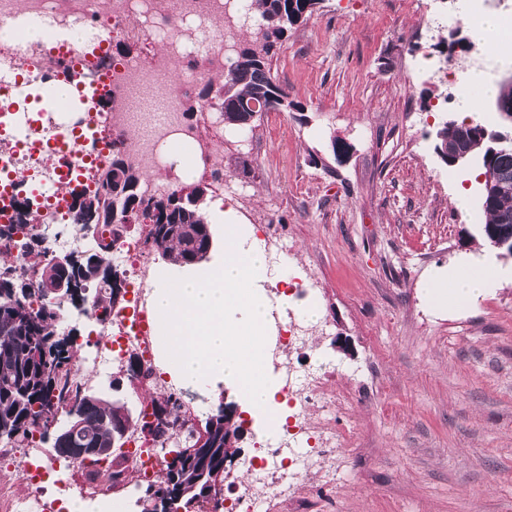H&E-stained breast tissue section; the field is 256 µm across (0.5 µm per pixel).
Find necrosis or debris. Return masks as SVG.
<instances>
[{
  "label": "necrosis or debris",
  "mask_w": 512,
  "mask_h": 512,
  "mask_svg": "<svg viewBox=\"0 0 512 512\" xmlns=\"http://www.w3.org/2000/svg\"><path fill=\"white\" fill-rule=\"evenodd\" d=\"M20 16L39 21V39L12 29L13 19ZM258 22L254 0H0V71L13 77L12 84H0V174L22 177L10 196L0 195V227L11 230L10 237L0 239V251L12 253L16 264L34 262V255L21 249L34 227L46 230L41 250L50 256L79 255L95 242L92 235L76 232L80 219L72 204L38 195L41 186L62 193L58 160L26 148L32 128L26 113L14 108L17 88L45 86L61 73L98 85L97 101L81 115L88 138L81 147L88 156L82 190H95L96 170L116 153L147 173L142 190L157 199L186 189L193 172L220 183L224 173L213 159L216 140L242 139L246 133L225 129L224 113L216 102L204 105L197 120L188 117L185 107L223 74L224 61L231 56L226 28ZM76 31L85 32L86 47L74 56L61 45ZM124 41H145L152 50L144 55L117 52ZM22 202L36 217L33 225L18 221L17 206ZM149 232V225H138L112 248V264L130 298L99 323L95 352L88 359L94 372L104 375L122 367L127 353H135L147 371L145 378L135 381L141 389L162 382L153 339L138 329L145 312L140 296L146 288L143 271L149 259ZM16 264L0 266V275L11 276ZM307 342L302 317L291 312L278 316L269 358L280 372L279 399L299 417L311 405L317 381L283 362L282 356L299 352ZM332 440L325 426L287 429L277 442L257 438L236 461L245 474L242 491L219 495L203 512H258L267 490L296 484L313 466L318 449ZM128 442L120 476L105 482L97 479L104 466L100 460L75 464L46 457L32 443L0 448V463L17 462L22 468L21 488L8 500L6 512H63L71 501L84 502L97 512L115 492L126 488L128 474H135L140 486L153 484L165 465L167 447L181 444L176 436L165 445L139 434L131 435ZM49 469L59 470L60 475L47 495L41 481Z\"/></svg>",
  "instance_id": "necrosis-or-debris-1"
}]
</instances>
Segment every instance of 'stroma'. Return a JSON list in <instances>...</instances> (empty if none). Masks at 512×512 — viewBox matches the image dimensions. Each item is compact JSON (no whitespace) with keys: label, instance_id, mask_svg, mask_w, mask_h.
I'll return each mask as SVG.
<instances>
[{"label":"stroma","instance_id":"35a3bbf8","mask_svg":"<svg viewBox=\"0 0 512 512\" xmlns=\"http://www.w3.org/2000/svg\"><path fill=\"white\" fill-rule=\"evenodd\" d=\"M452 0H323L271 60L304 117L258 116L249 141L219 145L236 223L273 225L294 243L290 275L319 308L299 361L336 406L323 468L259 512H512V258L476 303L424 299L427 275L490 252L478 168L447 166L439 122L458 119L450 79L480 56L451 49ZM348 145L336 157L331 137ZM252 167L242 173L240 158ZM346 337V350L336 347ZM196 423L233 404L249 450L264 429L230 389L185 387Z\"/></svg>","mask_w":512,"mask_h":512}]
</instances>
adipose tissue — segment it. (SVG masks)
<instances>
[{"mask_svg":"<svg viewBox=\"0 0 512 512\" xmlns=\"http://www.w3.org/2000/svg\"><path fill=\"white\" fill-rule=\"evenodd\" d=\"M466 23L472 40L485 49L477 61L468 63L462 79L463 121L481 118L483 100L498 91L497 72L512 64V40L504 38L508 24L499 12H484L467 16ZM492 267L484 255L470 257L463 265L430 274L424 283V296L430 306L444 309L451 305L476 302L493 282Z\"/></svg>","mask_w":512,"mask_h":512,"instance_id":"adipose-tissue-1","label":"adipose tissue"}]
</instances>
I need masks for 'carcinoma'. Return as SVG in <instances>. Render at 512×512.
<instances>
[{"label": "carcinoma", "instance_id": "obj_1", "mask_svg": "<svg viewBox=\"0 0 512 512\" xmlns=\"http://www.w3.org/2000/svg\"><path fill=\"white\" fill-rule=\"evenodd\" d=\"M322 0H255L260 16L259 30L262 39L251 44H237L235 58L226 80L201 90L198 100L216 101L224 108V126L247 129L252 114V104L262 98L281 97L286 100V111H305V107L288 100V94L271 73V58L282 44L288 27L312 16L305 12L308 7L321 4ZM506 136L507 142L498 152L488 156V143H480L485 134ZM437 145L453 154L463 141L476 147V164L481 175L490 172L507 176L512 180V132L504 131L486 122L471 123L443 121L436 133ZM112 186L97 182L92 193L81 192L88 202L78 207L83 227L92 231L96 238L94 252L100 261L109 262V251L118 241L123 230L110 224L106 211L109 207V190L125 193L128 204L136 212L152 215L156 224L176 226L173 233L152 236L153 243L162 249V256L175 265H186L199 250L208 246L211 237L205 206L186 209L178 204L177 193L156 201L134 190L142 184L138 168L122 155H112L109 164ZM485 216L480 225L483 239L492 229L504 237H512V222L501 220L504 213L512 212V194L498 197L493 206H484L477 198ZM51 258L42 255L38 261L21 266L16 275L8 280L0 279V437L22 447L34 437L38 425L48 426L56 413L69 406L80 394L73 387L70 375L74 371L75 352L70 339L54 337L56 318L60 308L50 303L41 288L44 268ZM90 294L83 297L100 321L112 312V292L108 286L91 282L85 285ZM80 420L84 427L75 438L53 444L58 453L74 460L97 448H108L112 443L114 407L100 398L82 402ZM216 426L212 446L180 463L166 465L165 473L157 485L146 490L154 502L151 512H172V508H188L198 496L207 492L208 477L224 466V459H235L239 448L224 447V436L231 433L240 437L242 423L224 412L219 405L216 413L209 416Z\"/></svg>", "mask_w": 512, "mask_h": 512}]
</instances>
